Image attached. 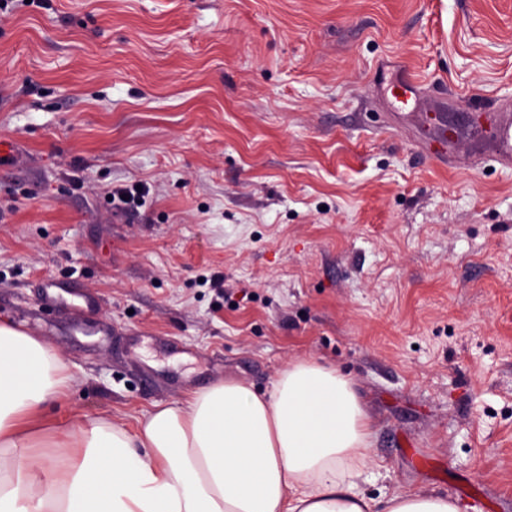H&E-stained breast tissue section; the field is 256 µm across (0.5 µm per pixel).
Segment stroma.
<instances>
[{
	"label": "stroma",
	"instance_id": "35a3bbf8",
	"mask_svg": "<svg viewBox=\"0 0 512 512\" xmlns=\"http://www.w3.org/2000/svg\"><path fill=\"white\" fill-rule=\"evenodd\" d=\"M404 67L417 111L512 113V0L0 10V322L81 380L47 425L131 430L312 357L375 421L370 498L512 512V169L486 139L429 156L383 93ZM140 181L137 210L103 196ZM50 277L72 290L46 304ZM378 512H460L451 496L433 491L397 492L384 503Z\"/></svg>",
	"mask_w": 512,
	"mask_h": 512
}]
</instances>
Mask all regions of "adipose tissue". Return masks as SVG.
Listing matches in <instances>:
<instances>
[{
  "mask_svg": "<svg viewBox=\"0 0 512 512\" xmlns=\"http://www.w3.org/2000/svg\"><path fill=\"white\" fill-rule=\"evenodd\" d=\"M79 384L49 345L0 323V512H372L358 480L374 423L348 379L315 359L273 390L227 379L156 407L136 432L104 418L56 425L48 402ZM382 512H459L452 497L398 492Z\"/></svg>",
  "mask_w": 512,
  "mask_h": 512,
  "instance_id": "obj_1",
  "label": "adipose tissue"
}]
</instances>
